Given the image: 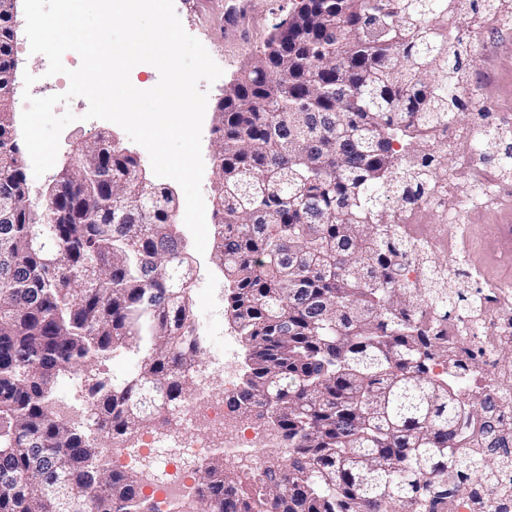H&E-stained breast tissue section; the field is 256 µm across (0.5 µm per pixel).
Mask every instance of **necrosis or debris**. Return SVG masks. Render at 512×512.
<instances>
[{
    "label": "necrosis or debris",
    "mask_w": 512,
    "mask_h": 512,
    "mask_svg": "<svg viewBox=\"0 0 512 512\" xmlns=\"http://www.w3.org/2000/svg\"><path fill=\"white\" fill-rule=\"evenodd\" d=\"M476 292L480 298V315L473 334H465L456 318L445 322L448 352L457 356L468 351L488 355L490 362L485 370L488 392L494 396L512 393V360L490 357L492 351L512 346V287L480 282ZM201 417L209 422L211 436L184 446L180 455L168 452L174 437L149 435L124 448L116 461L121 468L135 466L145 456L161 461V468L148 478L143 493L157 502L162 512H182V505L194 498L196 487L189 464L205 458L215 441H223L227 457L248 463L260 454L282 450L271 426L239 425L235 414L225 412L223 401L215 399L205 388L198 389L188 401L180 425L184 428L195 425Z\"/></svg>",
    "instance_id": "necrosis-or-debris-1"
}]
</instances>
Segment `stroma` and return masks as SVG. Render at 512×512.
<instances>
[{
    "label": "stroma",
    "mask_w": 512,
    "mask_h": 512,
    "mask_svg": "<svg viewBox=\"0 0 512 512\" xmlns=\"http://www.w3.org/2000/svg\"><path fill=\"white\" fill-rule=\"evenodd\" d=\"M174 5L186 32L204 45L223 70L222 77L205 87L208 103L202 126L204 175L201 189L206 223L212 227L217 222L213 199L216 170L212 161L216 105L224 94L225 86L237 78L275 26L293 15L301 2L252 0V36L246 41L216 34L212 20L189 12L183 0H174ZM471 16L472 10L466 5L448 19L449 29L468 33L462 47L461 71V86L468 107L453 122L460 131L459 136L448 144L437 146L436 151L447 168V177L457 197L471 196L473 185L467 170L477 161L496 172L500 190L496 196L467 209L459 221L446 220L441 210L435 207L421 209L417 219L419 232L430 243V260L447 273L449 290L466 296L470 295L479 279L512 284V251L504 248L499 239L500 228L512 225V174L500 172L496 153H489L481 159L471 146L473 127L479 114L490 116L502 131L512 132V26L504 27L497 19L488 18L476 29L470 23ZM14 24L17 69L13 103L22 102L23 93L27 90L38 98L54 94L59 78L47 76L48 60L44 55L30 53L24 13L16 14ZM28 73L36 78L29 88L24 85V76ZM67 108L75 114L76 120L61 134L56 168H63L71 162L78 145L103 132L111 133L123 147L136 154L142 164H149L147 151L133 143L121 127L104 120L86 119L88 103L84 98L70 100ZM193 261L197 268L191 292L194 317L207 325L203 336L202 363L210 378L213 394L222 398L231 391L230 385L224 382L221 361L224 351L228 348L234 350V363L240 368L244 365L245 346L225 314L227 281L212 252L194 255Z\"/></svg>",
    "instance_id": "35a3bbf8"
}]
</instances>
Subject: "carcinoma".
<instances>
[{"mask_svg": "<svg viewBox=\"0 0 512 512\" xmlns=\"http://www.w3.org/2000/svg\"><path fill=\"white\" fill-rule=\"evenodd\" d=\"M461 0H328L275 31L216 108L214 257L226 315L249 346L225 404L270 423L288 464L262 471L213 450L192 512H444L461 481L504 469L469 451L495 411L465 391L429 315L476 318L419 282L439 271L403 224L441 179L433 129L464 107L448 43ZM0 0V512H160L109 463L195 393L194 267L173 191L101 136L30 188L13 132L14 9ZM497 128L479 127L486 154ZM418 266L408 277L409 263ZM120 352L135 372L109 378ZM448 371L437 372V367ZM82 371V422L55 411L58 377Z\"/></svg>", "mask_w": 512, "mask_h": 512, "instance_id": "cac0c4a2", "label": "carcinoma"}]
</instances>
